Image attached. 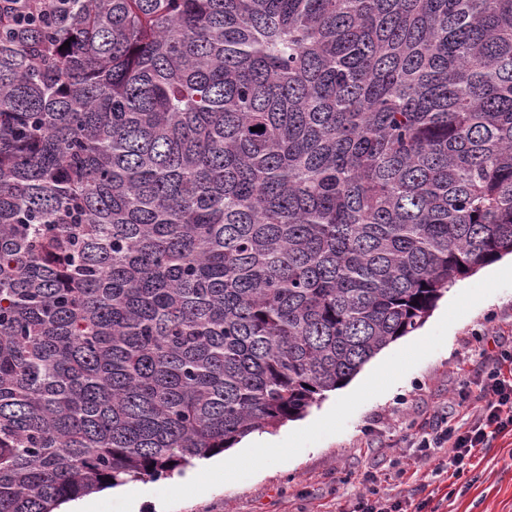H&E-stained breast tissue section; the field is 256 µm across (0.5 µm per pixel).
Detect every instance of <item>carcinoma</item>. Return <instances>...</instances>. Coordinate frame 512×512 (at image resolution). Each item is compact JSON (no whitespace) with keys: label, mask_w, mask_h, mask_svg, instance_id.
<instances>
[{"label":"carcinoma","mask_w":512,"mask_h":512,"mask_svg":"<svg viewBox=\"0 0 512 512\" xmlns=\"http://www.w3.org/2000/svg\"><path fill=\"white\" fill-rule=\"evenodd\" d=\"M506 254L512 0H0V512L303 416Z\"/></svg>","instance_id":"1"}]
</instances>
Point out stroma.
<instances>
[{
    "label": "stroma",
    "instance_id": "stroma-1",
    "mask_svg": "<svg viewBox=\"0 0 512 512\" xmlns=\"http://www.w3.org/2000/svg\"><path fill=\"white\" fill-rule=\"evenodd\" d=\"M510 346L512 289H504L474 316L456 321L442 348L411 369L401 386L362 404L343 432L304 449L294 465L216 486L177 503L172 512H339L362 492L364 473L390 476L401 469L407 479L378 483L381 496L409 495L430 485L437 492L424 512H512V436L479 450L458 480L436 475L444 453L422 458L403 440L407 433L470 418L472 408L449 411V394L461 383L478 394L484 365Z\"/></svg>",
    "mask_w": 512,
    "mask_h": 512
}]
</instances>
